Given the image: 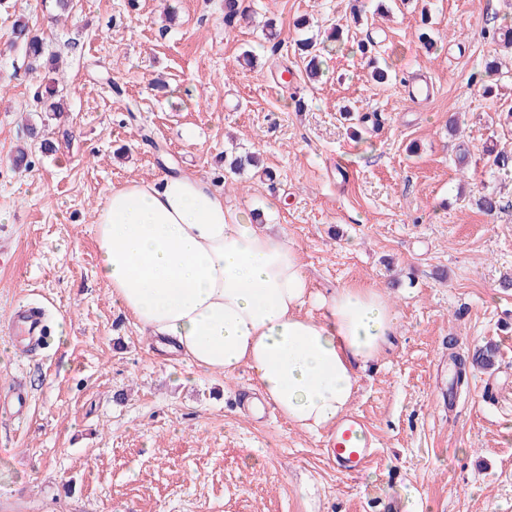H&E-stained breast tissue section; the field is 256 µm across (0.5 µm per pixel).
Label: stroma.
<instances>
[{"label": "stroma", "instance_id": "stroma-1", "mask_svg": "<svg viewBox=\"0 0 512 512\" xmlns=\"http://www.w3.org/2000/svg\"><path fill=\"white\" fill-rule=\"evenodd\" d=\"M248 2L252 22L228 28L224 0H0V396L29 397L25 420L0 408V512H512V178L456 162L462 147L512 151V55L486 35L512 25V0H391L385 16L376 0ZM20 20L64 61V118L36 97ZM336 25L354 40L309 81L295 43ZM367 40L385 83L353 51ZM494 55L504 75L486 96L472 79ZM418 79L433 88L423 101L408 94ZM231 148L261 168L225 172ZM178 172L263 215L313 292L365 285L393 305L397 332L351 406L378 440L360 473L337 472L325 434L270 408L243 415L248 369L179 362L113 302L96 214L113 187ZM481 187L501 210L476 206ZM23 306L44 311L29 355L8 327ZM452 338L498 343L493 369L452 387Z\"/></svg>", "mask_w": 512, "mask_h": 512}]
</instances>
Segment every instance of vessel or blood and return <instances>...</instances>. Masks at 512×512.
Listing matches in <instances>:
<instances>
[{
    "mask_svg": "<svg viewBox=\"0 0 512 512\" xmlns=\"http://www.w3.org/2000/svg\"><path fill=\"white\" fill-rule=\"evenodd\" d=\"M10 329L21 339L35 340L42 330V316L34 310L14 314ZM370 431L359 414L346 415L331 431L325 442L328 454L337 469L347 475L360 472L373 455Z\"/></svg>",
    "mask_w": 512,
    "mask_h": 512,
    "instance_id": "b4317fda",
    "label": "vessel or blood"
}]
</instances>
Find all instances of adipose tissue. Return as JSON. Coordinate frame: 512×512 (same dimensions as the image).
<instances>
[{"label":"adipose tissue","instance_id":"adipose-tissue-1","mask_svg":"<svg viewBox=\"0 0 512 512\" xmlns=\"http://www.w3.org/2000/svg\"><path fill=\"white\" fill-rule=\"evenodd\" d=\"M95 225L100 278L159 350L205 373L248 368L273 408L307 432L349 410L360 369L396 333L375 289L314 297L286 238L199 178L113 188ZM313 299L318 320L303 313Z\"/></svg>","mask_w":512,"mask_h":512}]
</instances>
